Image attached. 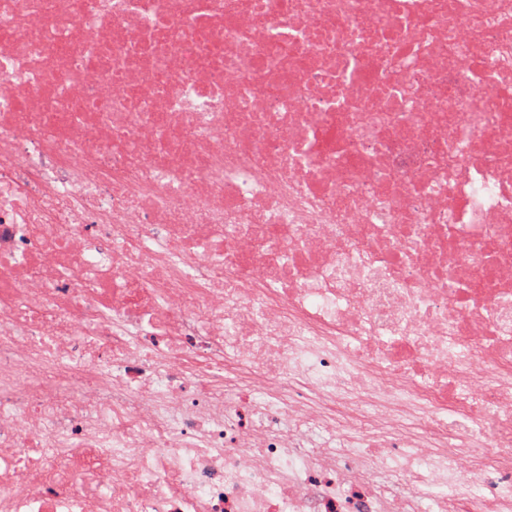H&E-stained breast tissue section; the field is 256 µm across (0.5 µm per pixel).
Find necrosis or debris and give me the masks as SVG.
Masks as SVG:
<instances>
[{"label":"necrosis or debris","instance_id":"1","mask_svg":"<svg viewBox=\"0 0 512 512\" xmlns=\"http://www.w3.org/2000/svg\"><path fill=\"white\" fill-rule=\"evenodd\" d=\"M0 512H512V0H0Z\"/></svg>","mask_w":512,"mask_h":512}]
</instances>
